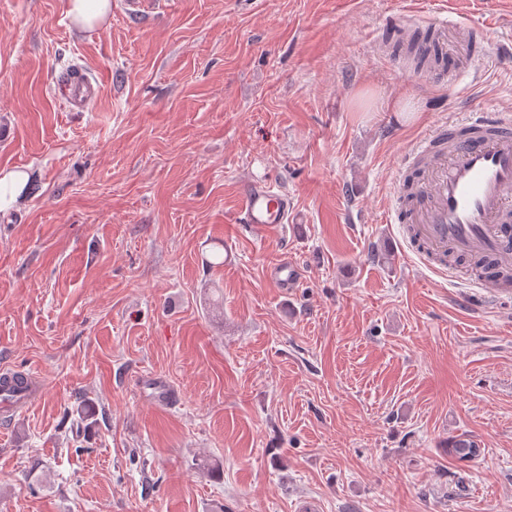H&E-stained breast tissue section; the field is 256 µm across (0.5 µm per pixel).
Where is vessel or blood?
I'll return each mask as SVG.
<instances>
[{
	"label": "vessel or blood",
	"instance_id": "b4317fda",
	"mask_svg": "<svg viewBox=\"0 0 512 512\" xmlns=\"http://www.w3.org/2000/svg\"><path fill=\"white\" fill-rule=\"evenodd\" d=\"M471 58L458 57L450 74L431 71L432 80L449 92L459 90L461 71ZM100 83L86 74H72L60 93L73 112L86 111L98 98ZM400 177H412L410 205L388 211L387 223L410 224L417 240L437 257L447 253L481 254L498 259L501 277L439 266L440 274L463 277L477 288H512V114L478 112L465 122H443L435 135L412 144L400 167ZM291 206L285 194L264 180L243 185L241 213L246 224L272 233L291 222ZM297 263L284 260L273 270L275 281L285 288L301 280Z\"/></svg>",
	"mask_w": 512,
	"mask_h": 512
}]
</instances>
